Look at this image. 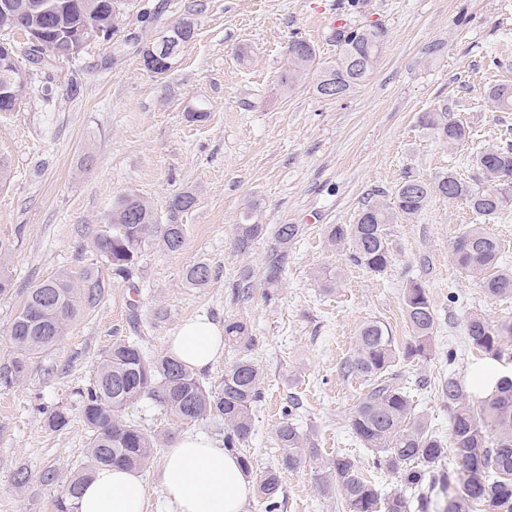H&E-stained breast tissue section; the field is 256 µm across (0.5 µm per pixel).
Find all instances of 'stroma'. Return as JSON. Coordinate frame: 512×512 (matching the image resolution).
Wrapping results in <instances>:
<instances>
[{
	"instance_id": "stroma-1",
	"label": "stroma",
	"mask_w": 512,
	"mask_h": 512,
	"mask_svg": "<svg viewBox=\"0 0 512 512\" xmlns=\"http://www.w3.org/2000/svg\"><path fill=\"white\" fill-rule=\"evenodd\" d=\"M186 17L195 34L177 64L162 75L147 72L141 47ZM334 19L385 30L374 68L339 99L319 96L309 78L281 88L292 40L313 46L314 67L336 60ZM31 73L26 97L0 112V156L11 165L0 184V266L13 281L0 295V360L12 349L9 326L29 288L99 262L92 239L106 229L118 196L150 201L161 224L170 221L174 195L192 192L197 205L179 217V252L145 247L126 280L104 269L107 287L95 308L80 311L21 381L0 384V512H55L88 443L78 391L113 342L161 353L195 318L240 320L255 338L252 356L264 378L248 441L251 478L280 469L274 435L293 396L321 455H350L382 493L400 489L398 469L373 468L350 430L364 383L341 365L369 321L387 327L404 350L411 331L403 292L421 283L435 309L433 351L420 361L400 356L396 367L416 413L448 436L451 412L438 380L453 373L470 385L485 365L465 342L466 316L512 318V299L487 298L451 262L450 248L465 225L481 223L512 263V206L486 221L465 202L433 195L416 218L387 225L392 261L379 275L354 265L349 246L330 245L327 227L356 223L365 202L391 198L405 178L431 182L448 171L469 178V159L483 144L512 142V112L484 97L488 85L512 82V0H127L109 40ZM440 103L465 127L459 145L421 121ZM198 109L206 121L189 120ZM86 153L92 164L84 169ZM246 218L304 227L270 300L265 242L244 253L234 245L235 226ZM200 261L211 278L196 288L185 271ZM321 271L339 272L334 288L324 287ZM244 272L255 285L246 301L233 288ZM452 292L458 302H449ZM58 407L70 422L55 431L46 413ZM127 416L172 444L186 434L223 439L215 424L177 420L148 399ZM21 468L30 480L19 488ZM48 470L54 483L41 479ZM280 471L277 512H345L339 495L319 493L310 463Z\"/></svg>"
}]
</instances>
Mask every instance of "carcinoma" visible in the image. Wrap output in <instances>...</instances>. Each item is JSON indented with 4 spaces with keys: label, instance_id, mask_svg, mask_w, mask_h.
<instances>
[{
    "label": "carcinoma",
    "instance_id": "1",
    "mask_svg": "<svg viewBox=\"0 0 512 512\" xmlns=\"http://www.w3.org/2000/svg\"><path fill=\"white\" fill-rule=\"evenodd\" d=\"M58 9L40 16L39 27L55 37L63 27L102 26L121 0H49ZM36 0H0V30H19L29 35L31 11ZM195 33L181 23L166 31L170 43L182 48ZM385 36L378 26L336 30L340 52L336 61L314 77L317 93L328 97L326 87L337 85L346 95L374 67ZM314 48L296 39L289 46L288 68L280 82L292 89L310 74ZM484 96L501 111H512V82L489 85ZM424 125L438 138L457 145L466 136L465 127L448 118V105H439L422 115ZM475 174L466 181L448 172L434 182L406 179L398 185L393 201L367 204L354 224H332L327 238L334 245L349 244L352 260L373 274L383 273L391 263L386 225L401 217L415 218L428 199L438 193L465 202L475 213L493 217L512 204V143L491 144L473 159ZM197 199L190 192L174 196L170 212L187 213ZM236 246L246 252L258 240L267 239L264 283L268 294L280 287L288 255L303 233L301 224H280L267 231L264 224L248 221L236 225ZM156 242L168 252L178 251L184 241L181 224H159L151 204L138 195L126 193L112 207L108 229L94 236L93 245L112 273L131 274L145 245ZM501 245L482 224L463 228L451 248L453 263L474 279L490 298L512 297V268L499 265ZM211 278L208 264L198 262L186 271V280L203 286ZM105 288L99 267L91 263L80 273H58L26 295L14 316L9 336L13 353L0 367V382L9 386L23 378L30 360L51 350L81 308L95 307ZM405 317L412 332L404 349L407 360L428 357L432 350L435 312L426 288L411 282L404 289ZM468 345L493 360L512 357V320H492L471 312L465 320ZM224 344L240 352L224 370L217 387L206 385L190 368L171 354H147L134 341L112 344L98 362L95 376L81 394V417L90 432L86 463L66 481L55 501L56 512H77L84 484L96 469L118 466L144 469L157 448L158 435L124 418L127 409L143 398L175 418L184 421L218 419L224 422V447L235 452L245 470L250 458L243 447L252 433L253 408L261 398L262 371L250 356L254 338L246 324L224 321ZM396 348L388 331L378 322L365 323L359 331L356 349L345 362L344 371L365 383L349 426L360 444L374 454L373 464L402 467V489L383 496L347 456L323 457L310 433L295 420L299 402L292 399L284 411L285 420L275 431L282 449L280 466L293 469L308 460L320 473L319 490L337 492L348 512H512V379H503L485 396H478L461 378L450 374L439 380L438 391L452 412V428L445 440L416 415L405 389L392 372ZM457 458L460 470L452 475L439 464L448 453ZM279 471L271 469L259 477L258 487L267 500L266 509L277 508Z\"/></svg>",
    "mask_w": 512,
    "mask_h": 512
}]
</instances>
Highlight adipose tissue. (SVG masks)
Listing matches in <instances>:
<instances>
[{
    "mask_svg": "<svg viewBox=\"0 0 512 512\" xmlns=\"http://www.w3.org/2000/svg\"><path fill=\"white\" fill-rule=\"evenodd\" d=\"M168 350L193 371L207 370L224 353V329L195 319L179 326ZM161 489L175 512H244L252 492L236 455L215 442L187 435L167 448ZM148 489L132 470L103 467L85 485L78 512H146Z\"/></svg>",
    "mask_w": 512,
    "mask_h": 512,
    "instance_id": "1",
    "label": "adipose tissue"
}]
</instances>
